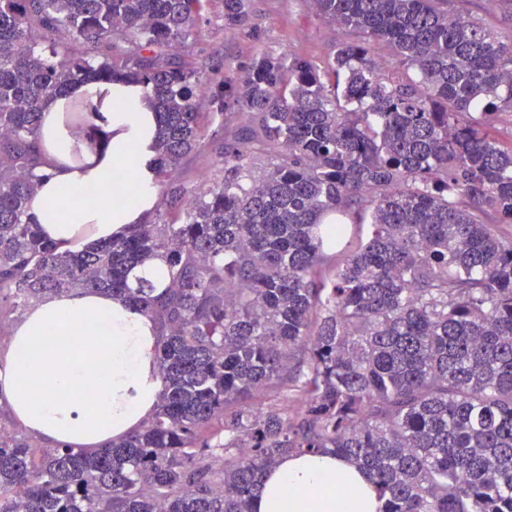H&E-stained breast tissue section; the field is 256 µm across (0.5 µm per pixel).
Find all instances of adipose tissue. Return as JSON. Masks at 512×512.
<instances>
[{
    "mask_svg": "<svg viewBox=\"0 0 512 512\" xmlns=\"http://www.w3.org/2000/svg\"><path fill=\"white\" fill-rule=\"evenodd\" d=\"M88 119L63 116L69 102ZM157 116L142 87L89 82L42 110L34 152L45 176L30 215L63 250L120 235L157 200ZM155 330L146 315L94 289L47 296L12 328L0 359V405L45 445L95 450L136 429L161 390ZM254 512H378L373 484L331 454L284 457L269 470Z\"/></svg>",
    "mask_w": 512,
    "mask_h": 512,
    "instance_id": "1",
    "label": "adipose tissue"
}]
</instances>
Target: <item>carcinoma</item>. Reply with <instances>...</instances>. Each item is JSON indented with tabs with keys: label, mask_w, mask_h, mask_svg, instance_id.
Listing matches in <instances>:
<instances>
[{
	"label": "carcinoma",
	"mask_w": 512,
	"mask_h": 512,
	"mask_svg": "<svg viewBox=\"0 0 512 512\" xmlns=\"http://www.w3.org/2000/svg\"><path fill=\"white\" fill-rule=\"evenodd\" d=\"M206 2L0 0V313L110 292L154 322L162 384L94 452L0 423V512H252L265 473L307 453L359 468L380 512H512V146L494 134L512 36L446 0H311L345 34L326 65L263 50L226 81L171 54ZM248 3L223 0L225 31ZM58 30L71 42L41 39ZM92 81L151 91L158 181L220 117L224 182L62 252L27 212L31 143L43 106ZM152 262L161 290L134 276Z\"/></svg>",
	"instance_id": "1"
}]
</instances>
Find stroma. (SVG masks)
<instances>
[{"label": "stroma", "mask_w": 512, "mask_h": 512, "mask_svg": "<svg viewBox=\"0 0 512 512\" xmlns=\"http://www.w3.org/2000/svg\"><path fill=\"white\" fill-rule=\"evenodd\" d=\"M448 9L499 32H512V0H448ZM222 11V0H208L199 22V35L184 54L195 66L220 76L239 74L262 49L296 54L323 64L343 37L338 26L315 17L309 0H250L246 23L234 34L225 32ZM223 143L221 128L211 125L203 147L171 174V183L221 182Z\"/></svg>", "instance_id": "1"}]
</instances>
